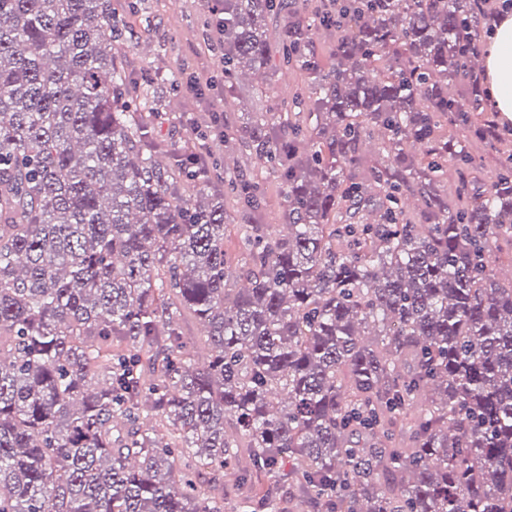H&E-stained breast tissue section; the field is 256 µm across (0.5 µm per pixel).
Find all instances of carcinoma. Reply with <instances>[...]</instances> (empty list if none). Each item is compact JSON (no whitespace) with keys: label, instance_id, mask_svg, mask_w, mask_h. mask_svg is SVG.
<instances>
[{"label":"carcinoma","instance_id":"1","mask_svg":"<svg viewBox=\"0 0 512 512\" xmlns=\"http://www.w3.org/2000/svg\"><path fill=\"white\" fill-rule=\"evenodd\" d=\"M342 4L319 17L324 64L291 4L222 0L225 82L267 70L275 12L308 81L302 122L239 129L287 208L231 257L209 163L126 99L110 0H0V512H222L219 472L235 512H280L263 478L284 459L318 512H512V284L492 264L512 155L453 206L442 185L472 155L441 120L484 111L476 83L448 93L481 52L476 4ZM224 181L259 207L254 175Z\"/></svg>","mask_w":512,"mask_h":512}]
</instances>
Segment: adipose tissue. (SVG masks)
Listing matches in <instances>:
<instances>
[{
    "instance_id": "1",
    "label": "adipose tissue",
    "mask_w": 512,
    "mask_h": 512,
    "mask_svg": "<svg viewBox=\"0 0 512 512\" xmlns=\"http://www.w3.org/2000/svg\"><path fill=\"white\" fill-rule=\"evenodd\" d=\"M486 78L493 106L512 121V14L501 17L484 54Z\"/></svg>"
}]
</instances>
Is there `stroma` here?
Masks as SVG:
<instances>
[{"label":"stroma","instance_id":"stroma-1","mask_svg":"<svg viewBox=\"0 0 512 512\" xmlns=\"http://www.w3.org/2000/svg\"><path fill=\"white\" fill-rule=\"evenodd\" d=\"M113 13L122 19L127 43L121 51L124 64L134 74L150 80L163 74L166 84L145 86L144 93L154 110L146 123L156 140L174 143L185 150L201 152L229 169H244L263 183V221L282 223L284 197L281 183L234 133L244 117L253 112H288L295 97L306 93V79L300 69L273 67L266 78L251 79L242 72L233 86L224 84V49L211 26L213 0H110ZM212 83L206 97L196 99L178 90L191 75ZM223 109L230 139L215 135L209 112ZM473 164L453 166L444 178L455 188L459 180L488 179L504 152H512V135L500 139L472 137Z\"/></svg>","mask_w":512,"mask_h":512}]
</instances>
